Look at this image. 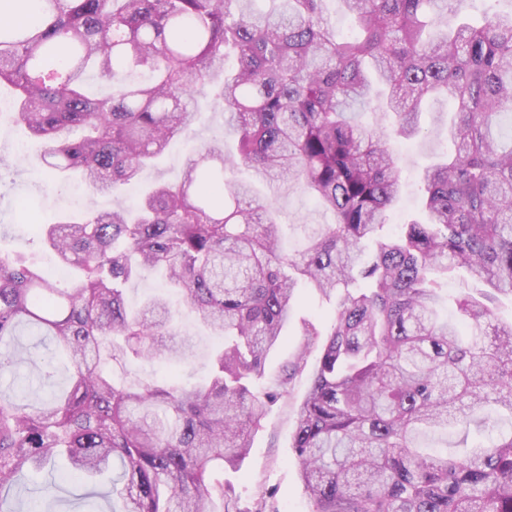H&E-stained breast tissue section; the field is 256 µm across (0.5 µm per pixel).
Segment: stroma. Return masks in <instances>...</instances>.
Masks as SVG:
<instances>
[{
  "label": "stroma",
  "instance_id": "obj_1",
  "mask_svg": "<svg viewBox=\"0 0 512 512\" xmlns=\"http://www.w3.org/2000/svg\"><path fill=\"white\" fill-rule=\"evenodd\" d=\"M201 116L190 129L174 139L155 167L148 169L143 184L157 180L177 181L186 159L205 143L224 140L226 153H234L236 143L224 131V112L211 98L199 101ZM451 106L439 98L427 99L422 105L420 122L425 134L419 138H405L391 132V120L382 119L375 112L366 113L367 124L389 128V147L400 155L403 166V193L393 214L394 225L416 218L421 212V177L424 169L442 155L452 152L453 146L445 134L433 127V115L450 111ZM43 147L12 122L9 115L0 116V257H16L46 262L41 245L29 234L28 225L52 222L61 216L86 211L89 207L108 209L114 206L131 207L137 201L136 191L129 190L112 196L93 194L84 184L73 180L60 185L53 181L42 164ZM261 196L272 197L279 211L283 246L293 252L302 247L308 235L322 225L332 223L329 211L319 207L308 195L295 187L274 184L258 186ZM301 303L288 324L281 345L272 351L265 364L267 375L277 374L292 359L303 341L302 320L320 323L329 328L337 301L314 291L300 289ZM181 335L192 337L194 357L185 363L159 358L151 362L130 361L114 369V376L125 383L137 385L165 381L179 377L182 383L198 384L209 372L208 353L217 343L216 337L201 329L193 317H182L178 323ZM20 345L29 347L32 362L18 367L16 374L0 375V392L23 404H35L50 394L63 392L70 375L66 363H59L52 381L34 387L27 393L16 388L14 375H37L41 361L50 358L55 345L49 337L21 332ZM308 388L307 375L298 376L286 394L272 404L262 428L254 436L252 447L240 468H225L224 481L235 490V512H309V499L299 478L298 463L290 439L295 427L297 408ZM67 461L36 472H27L12 486L8 505L12 512H82L83 498L92 491L99 492L101 512H108L111 489L110 475L94 479L80 474H69Z\"/></svg>",
  "mask_w": 512,
  "mask_h": 512
}]
</instances>
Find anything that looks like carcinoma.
Instances as JSON below:
<instances>
[{"label":"carcinoma","mask_w":512,"mask_h":512,"mask_svg":"<svg viewBox=\"0 0 512 512\" xmlns=\"http://www.w3.org/2000/svg\"><path fill=\"white\" fill-rule=\"evenodd\" d=\"M40 0L0 18V84L18 92L12 119L46 144L47 169L100 192L137 181L197 118L211 90L238 155L213 142L179 181L158 183L129 211L89 209L39 225L61 269L0 258V344L23 327L50 336L70 365L69 390L38 405L0 395V512L25 471L57 456L112 473V512H216L269 403L320 349L290 447L310 512H512V11L453 27L466 0H342L340 37L324 0ZM94 69L109 94L84 92ZM453 105L454 151L424 170V217L384 232L402 190L396 133L419 136L430 96ZM85 134L71 137L74 129ZM249 184L224 178L227 165ZM298 186L334 221L283 252L278 211L253 183ZM465 270L486 286L441 312L442 285ZM161 275L223 337L205 385H126L110 366L133 355L185 357L169 345L174 311L159 292L131 313L124 284ZM338 299L328 331L272 378L265 360L285 336L298 290ZM508 417L485 447L458 452L471 429ZM459 440L434 451L425 438ZM325 12L336 31L341 35H348L352 29V18L345 12L343 4L339 0H326Z\"/></svg>","instance_id":"1"}]
</instances>
